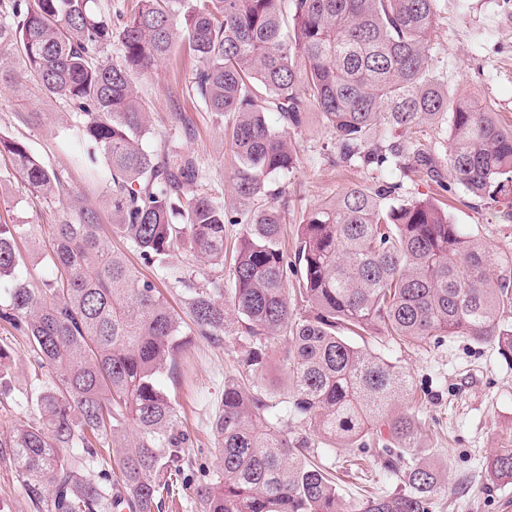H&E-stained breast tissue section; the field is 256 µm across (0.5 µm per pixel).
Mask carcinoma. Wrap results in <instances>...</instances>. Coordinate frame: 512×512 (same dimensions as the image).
Returning a JSON list of instances; mask_svg holds the SVG:
<instances>
[{
	"label": "carcinoma",
	"instance_id": "carcinoma-1",
	"mask_svg": "<svg viewBox=\"0 0 512 512\" xmlns=\"http://www.w3.org/2000/svg\"><path fill=\"white\" fill-rule=\"evenodd\" d=\"M437 12L438 0H131L114 19L98 0H13L12 21L0 22V81L72 109L66 136L84 189L105 186L112 215L107 233L63 171L0 134V154L27 184L62 201L50 243L60 280L46 288L17 277L18 243L39 225L0 224V281L13 282L0 320L50 369L31 398L35 418L0 436V456L13 459L36 509L163 512L193 441L160 377L176 371L188 334L215 342L234 323L252 382H224L213 421L220 464L195 488L201 512H348L313 436L371 448L402 478V491L369 497L358 512H433L436 471L415 452L412 409L396 408L409 375L353 337L467 336L512 358V254L466 235L436 203L406 202L382 183L350 186L309 211L290 258L285 191L268 185L296 168L291 132L316 110L339 163L422 174L446 191L440 161L404 136L444 121L455 183L512 201V130L443 87L430 45ZM178 38L234 159L229 199L207 188L179 143L160 153L146 144L136 81L170 58ZM114 44L119 60L100 63ZM228 224L241 225L230 287L221 277L195 283L176 259L188 251L224 266ZM114 236L185 287L193 328ZM276 339L287 383L274 402L262 381ZM281 412L309 435L289 436ZM488 468L512 483V450Z\"/></svg>",
	"mask_w": 512,
	"mask_h": 512
}]
</instances>
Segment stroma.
I'll return each instance as SVG.
<instances>
[{"label":"stroma","instance_id":"35a3bbf8","mask_svg":"<svg viewBox=\"0 0 512 512\" xmlns=\"http://www.w3.org/2000/svg\"><path fill=\"white\" fill-rule=\"evenodd\" d=\"M434 65L451 93L479 104L492 105L499 123L512 127V0H440L439 17L430 35ZM196 61L173 47L169 60L158 63L137 81L151 112L150 148L169 141L198 156L206 183L216 195L230 188L233 165L223 128L207 112L194 88ZM33 109L52 113V121L24 124L23 107L11 91L0 87V133L23 140L50 166L67 169L71 187L83 186L79 169L71 167L60 128L72 124L73 114L55 102L36 101ZM180 111L191 132L182 134L170 121ZM293 139L299 163L288 179V222L282 244L296 246L300 218L318 205L334 200L346 187L374 182L395 183L405 200H444L453 223L471 237L512 253V205L475 196L460 186L443 191L415 174L386 167L373 173L344 168L327 146L329 133L319 115H311ZM61 205L32 190L7 156L0 155V224H37L41 236L18 245L20 276L40 287L56 278L47 260L51 226ZM0 346L12 354L8 369L11 392L0 402V434L29 419L30 398L48 378L37 368L28 340L0 322ZM360 346L396 361L410 373L416 388L417 443L434 464L448 490L438 497L434 512H512V484L493 480L487 471L489 456L512 449V360L499 355L495 345L463 336L441 341L401 343L380 334L365 337ZM245 344L228 334L219 342L191 339L178 360L174 377L162 383L181 413L180 427L188 431L196 463L188 479L174 489L169 512H196L194 485L202 470L214 469L212 422L225 379L236 376L237 358ZM332 467L349 512L366 497L398 491L399 479L381 470L370 454L359 448L320 445ZM0 512H37L14 463L0 457Z\"/></svg>","mask_w":512,"mask_h":512}]
</instances>
